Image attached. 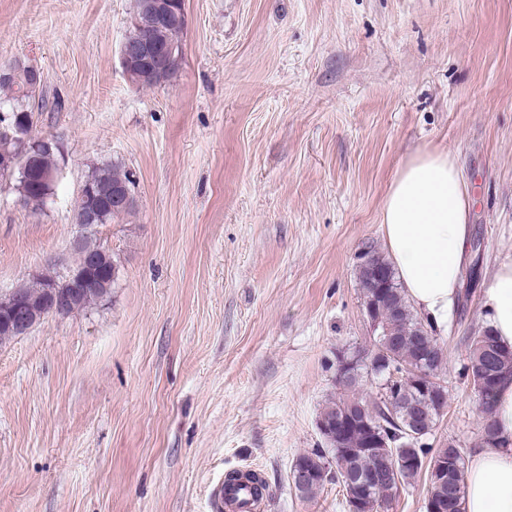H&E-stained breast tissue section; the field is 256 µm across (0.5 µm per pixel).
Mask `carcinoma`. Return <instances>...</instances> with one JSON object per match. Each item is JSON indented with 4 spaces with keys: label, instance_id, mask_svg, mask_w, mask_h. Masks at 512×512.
<instances>
[{
    "label": "carcinoma",
    "instance_id": "1",
    "mask_svg": "<svg viewBox=\"0 0 512 512\" xmlns=\"http://www.w3.org/2000/svg\"><path fill=\"white\" fill-rule=\"evenodd\" d=\"M143 2L136 0L133 17L138 22L131 24L130 40L139 38L151 25ZM183 32L184 28L177 24L158 34L178 55L164 74H158L148 63L129 68L126 74L146 86L168 81L181 61ZM13 72L9 78H0V109L9 108L11 122L31 130L39 88L27 83L22 68H15ZM35 164L44 172L59 171L58 149L37 152ZM85 183L92 188L87 204L98 209L97 223L109 224L130 212L128 208L123 212L107 208L108 195L113 188H133L127 172L113 165L95 167L86 176ZM366 255L387 272L389 304L378 308L380 325L367 348L336 353V366H343L345 370L335 378L338 393L320 413L317 422L325 448L303 453L293 462L292 467L303 468L307 473L306 483L295 491L300 498L313 500L326 483L334 482L342 487L346 503L352 509L355 504L347 488V480L352 479L364 489L374 512H390L402 487L425 472L428 481L425 505L444 500V512H463L466 463L462 450L454 444L433 450L424 443L448 406V387L441 378L446 357L441 355L442 347L436 336L417 316L399 287L389 261L372 245ZM17 291L27 301L36 303L42 298L43 283L34 276ZM469 342L464 372L474 393L483 399L481 443L492 444L503 440L494 420V403L502 383L512 379V349L502 347L489 326L469 337ZM423 367L435 379L426 391L415 375V371ZM366 380L374 382L377 388L372 399L359 395V388ZM396 392L419 400L423 430L420 437H408L403 417L391 410V398ZM395 457H411L414 465L396 466L393 464Z\"/></svg>",
    "mask_w": 512,
    "mask_h": 512
}]
</instances>
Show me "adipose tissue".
Wrapping results in <instances>:
<instances>
[{
	"instance_id": "1",
	"label": "adipose tissue",
	"mask_w": 512,
	"mask_h": 512,
	"mask_svg": "<svg viewBox=\"0 0 512 512\" xmlns=\"http://www.w3.org/2000/svg\"><path fill=\"white\" fill-rule=\"evenodd\" d=\"M468 178L447 148L421 149L402 165L381 208L384 247L414 306L446 330L460 286L472 210ZM485 306L502 346L512 348V260L495 269ZM503 442L471 449L463 512H512V381L497 395Z\"/></svg>"
}]
</instances>
